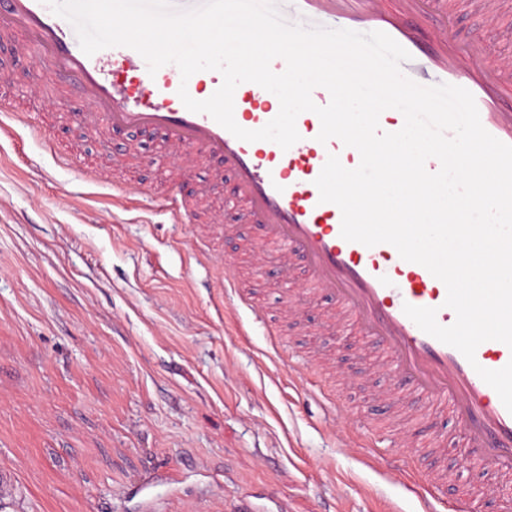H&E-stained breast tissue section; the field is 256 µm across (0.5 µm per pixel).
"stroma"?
I'll return each mask as SVG.
<instances>
[{"label": "stroma", "instance_id": "stroma-1", "mask_svg": "<svg viewBox=\"0 0 512 512\" xmlns=\"http://www.w3.org/2000/svg\"><path fill=\"white\" fill-rule=\"evenodd\" d=\"M505 23L491 31L466 10L457 30L512 54L511 8ZM25 67L11 96L71 161L23 125L0 133V512H453L424 502L416 468H380L389 437L369 452L354 426L341 447L326 407L278 364L271 330L294 357L316 350L361 374L341 394L352 409L384 382L359 358L357 331L343 330L355 352L341 360L320 330L328 305L303 292V273L258 275L252 225L196 255V225L169 223L135 195L114 207L116 185L167 190L160 140L139 142L148 164L129 159L127 137L85 126L81 100L30 95L29 77L51 75L47 60ZM100 162L111 182L82 178ZM227 257L252 276L233 305L216 286ZM292 300L298 326L280 322Z\"/></svg>", "mask_w": 512, "mask_h": 512}]
</instances>
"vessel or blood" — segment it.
<instances>
[{"mask_svg":"<svg viewBox=\"0 0 512 512\" xmlns=\"http://www.w3.org/2000/svg\"><path fill=\"white\" fill-rule=\"evenodd\" d=\"M295 15L313 26L381 31L411 55L405 74L418 84L440 83L467 89L474 97L483 127L512 145V57L497 55L493 43L462 40L454 29L456 0H291ZM487 27L503 26L500 0H474ZM11 44L18 60H48L64 93L78 91L94 109L89 127L106 132L129 129L160 133L178 179H192L210 161L235 182L238 208L233 224L209 208L207 196L170 192L160 197L173 224L204 223L219 237L234 224L260 229L253 252L276 251V276L292 279L303 267L305 287L328 298L333 328L351 327L364 339L372 369L388 385L377 391L361 417L371 434L393 432L414 456H448V435L433 432L417 438L414 423L447 415L463 433L461 455L467 465L492 469L497 479L485 486V498L501 512H512L504 480L512 478V412L478 375L512 361V348L490 340L480 344L475 362L456 348L423 332L403 311L404 304L436 309L440 325H452L445 307L447 289L420 264L403 260L394 246L372 247L341 236V211L320 202L315 181L329 155L356 168L360 153L338 138L319 142L321 121L312 112L296 120L300 139L289 149L270 141L235 138L210 115L189 111L179 88L193 99L215 92L222 83L216 71H200L182 80L176 65L149 75L142 56L125 46L86 55L72 24L55 15L43 0H0V43ZM278 113L268 92L245 82L234 93V118L257 130Z\"/></svg>","mask_w":512,"mask_h":512,"instance_id":"vessel-or-blood-1","label":"vessel or blood"}]
</instances>
